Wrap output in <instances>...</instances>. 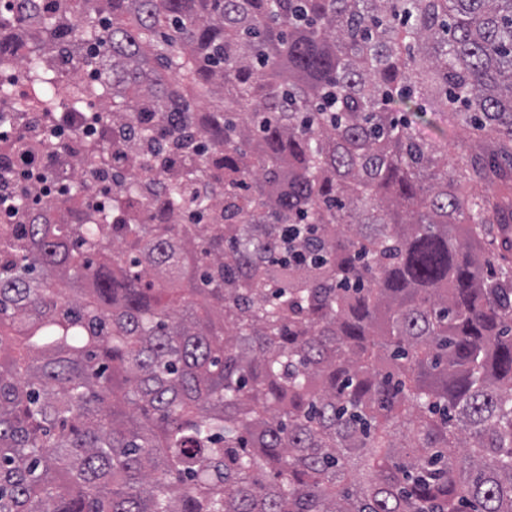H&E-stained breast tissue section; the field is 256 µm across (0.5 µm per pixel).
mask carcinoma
<instances>
[{
    "instance_id": "carcinoma-1",
    "label": "carcinoma",
    "mask_w": 512,
    "mask_h": 512,
    "mask_svg": "<svg viewBox=\"0 0 512 512\" xmlns=\"http://www.w3.org/2000/svg\"><path fill=\"white\" fill-rule=\"evenodd\" d=\"M61 9L133 217L0 196V512H512V0Z\"/></svg>"
}]
</instances>
